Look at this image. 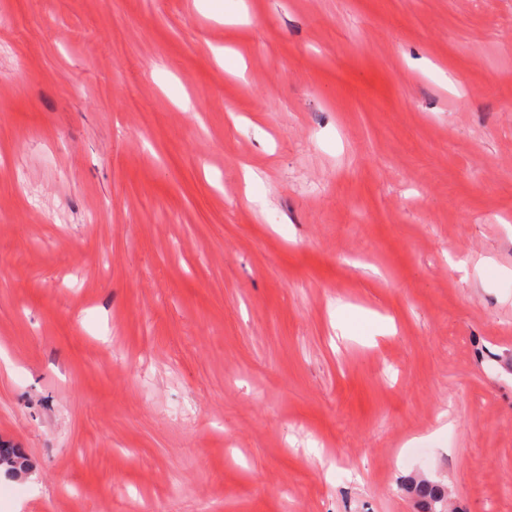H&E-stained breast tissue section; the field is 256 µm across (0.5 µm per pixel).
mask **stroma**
Listing matches in <instances>:
<instances>
[{"instance_id":"stroma-1","label":"stroma","mask_w":512,"mask_h":512,"mask_svg":"<svg viewBox=\"0 0 512 512\" xmlns=\"http://www.w3.org/2000/svg\"><path fill=\"white\" fill-rule=\"evenodd\" d=\"M0 442V512H512V0H0ZM3 469V470H2ZM8 470L10 475H8ZM29 470V464L25 454L20 448H12L1 444L0 446V474L4 477L14 478L25 474ZM410 489L423 512H446L447 491L444 487L427 480L411 482ZM439 508V510H438Z\"/></svg>"}]
</instances>
